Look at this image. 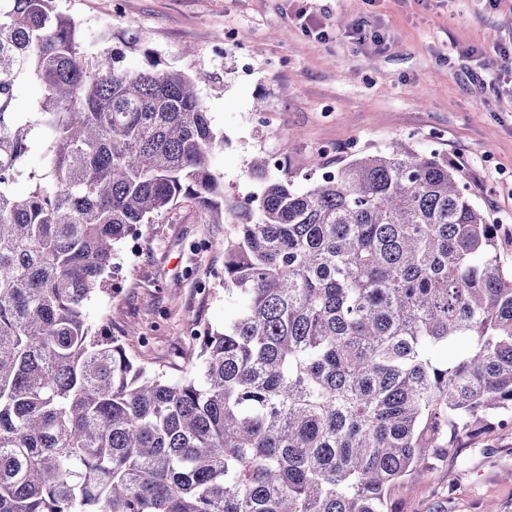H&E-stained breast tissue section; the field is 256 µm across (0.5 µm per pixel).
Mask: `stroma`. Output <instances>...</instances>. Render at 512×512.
<instances>
[{
  "label": "stroma",
  "instance_id": "35a3bbf8",
  "mask_svg": "<svg viewBox=\"0 0 512 512\" xmlns=\"http://www.w3.org/2000/svg\"><path fill=\"white\" fill-rule=\"evenodd\" d=\"M89 40L136 36L144 50L196 81L226 145L215 159L224 188L243 196L260 180L249 163L280 159L274 177L303 188L319 169L408 139L466 172L476 202L499 224L497 255L512 269V0H57ZM324 29L307 31L299 11ZM364 22L381 43H356ZM235 33L225 42V33ZM261 114L263 126L252 117ZM224 224L202 223L181 205L142 225L138 250L122 243L119 268L86 314L93 329L122 337L128 353L173 380L194 373L189 322L223 328L240 300L224 290ZM393 512H512V426L464 440L443 466L392 491Z\"/></svg>",
  "mask_w": 512,
  "mask_h": 512
}]
</instances>
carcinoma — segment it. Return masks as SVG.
<instances>
[{
    "label": "carcinoma",
    "mask_w": 512,
    "mask_h": 512,
    "mask_svg": "<svg viewBox=\"0 0 512 512\" xmlns=\"http://www.w3.org/2000/svg\"><path fill=\"white\" fill-rule=\"evenodd\" d=\"M109 42L0 0V512H391L512 423V270L460 168L394 142L230 197L192 77ZM185 202L230 225L208 247L243 303L189 326L198 376L173 381L85 307L115 245ZM41 96V89L34 80L24 81L18 89L16 99V112H31L33 106Z\"/></svg>",
    "instance_id": "1"
}]
</instances>
